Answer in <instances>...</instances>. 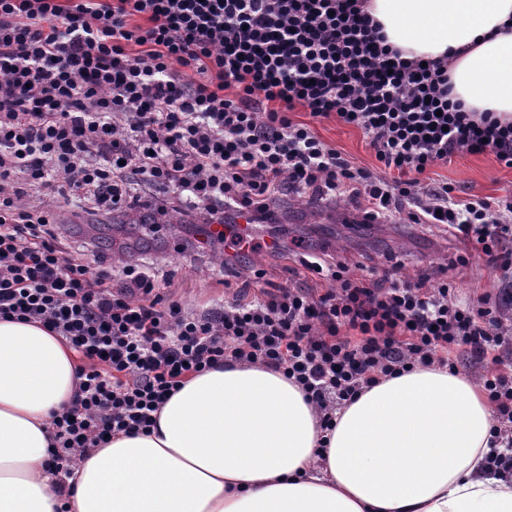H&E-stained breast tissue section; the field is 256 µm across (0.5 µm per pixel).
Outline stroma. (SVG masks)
<instances>
[{"instance_id":"obj_1","label":"stroma","mask_w":512,"mask_h":512,"mask_svg":"<svg viewBox=\"0 0 512 512\" xmlns=\"http://www.w3.org/2000/svg\"><path fill=\"white\" fill-rule=\"evenodd\" d=\"M319 136L362 167L376 165L373 152L360 130L336 119L318 124ZM447 182L459 197L473 195L497 197L512 190V168L498 161L493 153L456 156L448 165L434 167L424 177L426 186ZM279 210L284 225L279 241L288 256L286 263L266 254L258 255L257 264L273 272L272 280L284 282L286 267L299 264L301 251L339 254L349 263L385 266L390 256H397L407 268H425L448 263L468 255L470 242L459 239L438 224H374L354 225L348 220L355 214L352 204L342 202L336 208L312 207L306 201L283 197ZM62 219L72 224V242H98L107 255L124 247L128 259L152 263L171 274L167 297L184 300L205 308L222 297L224 288L218 284L212 267L195 250L184 248L180 225H164L162 232L151 234L141 226L116 224L103 214H90L75 205L60 208Z\"/></svg>"}]
</instances>
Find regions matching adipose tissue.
I'll return each instance as SVG.
<instances>
[{
  "mask_svg": "<svg viewBox=\"0 0 512 512\" xmlns=\"http://www.w3.org/2000/svg\"><path fill=\"white\" fill-rule=\"evenodd\" d=\"M405 58L446 59L467 110L512 120V0H367ZM76 359L40 324L0 319V512H512L483 467L494 425L469 377L416 366L363 391L332 431L282 372L225 365L186 379L150 433L84 453L50 490V415Z\"/></svg>",
  "mask_w": 512,
  "mask_h": 512,
  "instance_id": "obj_1",
  "label": "adipose tissue"
}]
</instances>
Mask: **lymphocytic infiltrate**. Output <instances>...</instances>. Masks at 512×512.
Returning a JSON list of instances; mask_svg holds the SVG:
<instances>
[{
  "mask_svg": "<svg viewBox=\"0 0 512 512\" xmlns=\"http://www.w3.org/2000/svg\"><path fill=\"white\" fill-rule=\"evenodd\" d=\"M233 97H226V90ZM441 63L404 58L363 0H0V318L41 323L84 362L71 406L53 414L52 490L68 495L75 458L116 433H144L184 380L235 361L279 371L331 429L360 390L419 364L455 368L467 349L497 369L483 388L497 419L485 458L512 471V314L462 299L424 272L393 281L303 255L325 289L265 288L236 270L275 243L237 230L271 224L282 196L355 203L367 224H443L484 266L512 279V192L456 196L420 176L460 154L512 166V122L466 111ZM306 113L294 121L293 111ZM360 129L378 170L355 165L315 131L328 118ZM170 195L217 233L222 271L243 283L197 311L166 300L157 275L72 250L52 199L104 214L132 185ZM40 205L25 203L29 190Z\"/></svg>",
  "mask_w": 512,
  "mask_h": 512,
  "instance_id": "obj_1",
  "label": "lymphocytic infiltrate"
}]
</instances>
